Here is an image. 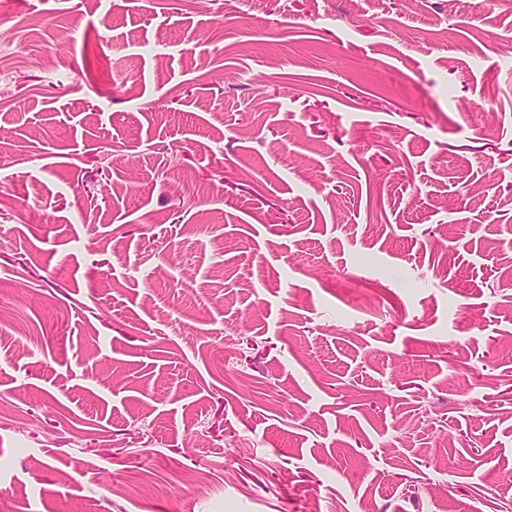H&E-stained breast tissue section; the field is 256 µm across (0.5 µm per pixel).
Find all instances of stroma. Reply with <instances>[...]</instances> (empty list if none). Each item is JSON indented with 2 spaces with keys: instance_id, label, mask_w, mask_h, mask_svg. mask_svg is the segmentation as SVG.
I'll return each instance as SVG.
<instances>
[{
  "instance_id": "obj_1",
  "label": "stroma",
  "mask_w": 512,
  "mask_h": 512,
  "mask_svg": "<svg viewBox=\"0 0 512 512\" xmlns=\"http://www.w3.org/2000/svg\"><path fill=\"white\" fill-rule=\"evenodd\" d=\"M0 512H512V0H0Z\"/></svg>"
}]
</instances>
